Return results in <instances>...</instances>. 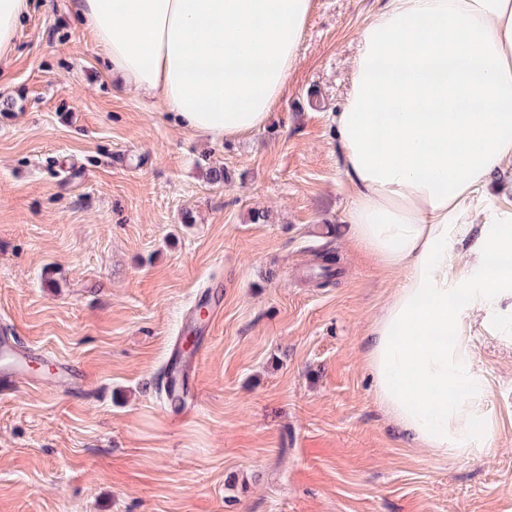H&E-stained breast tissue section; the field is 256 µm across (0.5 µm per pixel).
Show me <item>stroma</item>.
<instances>
[{"label":"stroma","mask_w":512,"mask_h":512,"mask_svg":"<svg viewBox=\"0 0 512 512\" xmlns=\"http://www.w3.org/2000/svg\"><path fill=\"white\" fill-rule=\"evenodd\" d=\"M384 5L313 0L265 126L214 141L116 92L72 0H32L0 62V333L82 376L0 392V512H512L506 313L471 337L490 453L415 447L367 367L399 280L347 239L332 114ZM219 165L235 176L215 186ZM204 297L223 311L177 408L158 383Z\"/></svg>","instance_id":"35a3bbf8"}]
</instances>
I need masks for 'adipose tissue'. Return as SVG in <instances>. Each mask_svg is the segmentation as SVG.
I'll list each match as a JSON object with an SVG mask.
<instances>
[{
	"label": "adipose tissue",
	"instance_id": "ef3b65f1",
	"mask_svg": "<svg viewBox=\"0 0 512 512\" xmlns=\"http://www.w3.org/2000/svg\"><path fill=\"white\" fill-rule=\"evenodd\" d=\"M311 0H74L105 75L181 130L260 129L299 62ZM334 112L350 240L403 283L370 326L375 394L414 444L484 452L492 417L469 331L512 311V0H388L359 31Z\"/></svg>",
	"mask_w": 512,
	"mask_h": 512
}]
</instances>
